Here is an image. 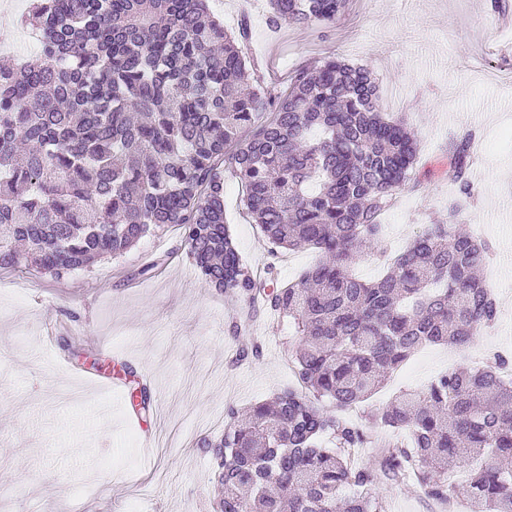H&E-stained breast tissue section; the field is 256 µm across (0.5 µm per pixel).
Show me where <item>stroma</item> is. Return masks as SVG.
<instances>
[{
	"mask_svg": "<svg viewBox=\"0 0 512 512\" xmlns=\"http://www.w3.org/2000/svg\"><path fill=\"white\" fill-rule=\"evenodd\" d=\"M208 5L226 30L247 23L244 50L265 83L285 85L328 56L373 69L383 112L404 117L420 141L408 188L382 216L391 250L446 221L448 144L476 136L475 200L461 229L492 247L484 280L498 317L468 347L418 349L373 404L497 352L512 360V28L491 0H349L329 28L270 27L267 0ZM224 204L253 271L272 263L294 282L317 260L311 249L270 255L229 171ZM255 342L261 355L238 360ZM298 344L288 320L205 287L173 228L59 279L1 269L0 512H212L220 485L203 440L221 437L228 409L295 387ZM137 385L151 395L145 415L131 398ZM374 492L381 512L464 509L410 482L381 477Z\"/></svg>",
	"mask_w": 512,
	"mask_h": 512,
	"instance_id": "stroma-1",
	"label": "stroma"
}]
</instances>
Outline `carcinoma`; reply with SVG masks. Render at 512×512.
Here are the masks:
<instances>
[{"instance_id": "1", "label": "carcinoma", "mask_w": 512, "mask_h": 512, "mask_svg": "<svg viewBox=\"0 0 512 512\" xmlns=\"http://www.w3.org/2000/svg\"><path fill=\"white\" fill-rule=\"evenodd\" d=\"M268 23L330 25L348 0H268ZM39 53L0 63V269L57 278L177 226L199 279L294 324L298 388L227 410L215 445L219 512H380L374 477L351 465L367 433L342 412L368 401L418 348L462 346L498 316L480 276L489 244L456 229L474 197V134L449 144L448 223L430 224L373 282L381 215L409 184L418 143L384 117L372 71L329 56L284 90L250 77L208 0H37ZM271 255L320 259L296 283L250 271L228 233L224 170ZM507 360L444 373L374 409L405 434L385 472L470 512H512ZM326 400L336 407L329 414ZM488 458L458 485L448 473Z\"/></svg>"}]
</instances>
